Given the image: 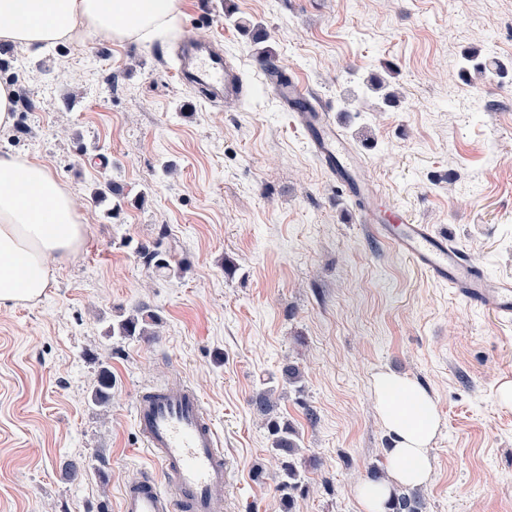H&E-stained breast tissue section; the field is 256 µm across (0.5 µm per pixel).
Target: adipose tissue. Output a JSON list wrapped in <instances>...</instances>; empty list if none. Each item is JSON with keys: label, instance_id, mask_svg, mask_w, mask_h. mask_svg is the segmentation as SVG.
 Wrapping results in <instances>:
<instances>
[{"label": "adipose tissue", "instance_id": "obj_1", "mask_svg": "<svg viewBox=\"0 0 512 512\" xmlns=\"http://www.w3.org/2000/svg\"><path fill=\"white\" fill-rule=\"evenodd\" d=\"M180 16V0H0V41L43 47L84 31L146 42L178 31ZM84 235L76 199L47 166L0 153L1 307L41 299L54 268L79 254ZM372 389L393 446L386 480L359 483L355 496L362 512H387L395 487L429 484L439 413L408 376L378 372Z\"/></svg>", "mask_w": 512, "mask_h": 512}]
</instances>
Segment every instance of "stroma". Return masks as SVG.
<instances>
[{"label":"stroma","instance_id":"obj_1","mask_svg":"<svg viewBox=\"0 0 512 512\" xmlns=\"http://www.w3.org/2000/svg\"><path fill=\"white\" fill-rule=\"evenodd\" d=\"M181 12L161 43L0 44V83L17 89L0 152L49 167L88 227L41 301L0 307V512H118L124 481L151 464L135 396L176 379L223 443L218 512H280V464L249 407L266 387L312 462L297 512H361L353 488L392 446L371 386L382 370L411 377L439 412L426 512H512V409L496 397L512 380V324L357 223L256 68L271 60L329 105L391 208L512 278V0H181ZM193 39L222 45L242 98L210 101L177 79L175 49ZM472 50L503 76L461 80ZM373 77L398 99L369 91ZM108 180L126 193L116 220L93 198ZM163 227L181 276L136 253ZM139 309L160 317L157 335L109 336ZM103 367L112 391L96 403Z\"/></svg>","mask_w":512,"mask_h":512}]
</instances>
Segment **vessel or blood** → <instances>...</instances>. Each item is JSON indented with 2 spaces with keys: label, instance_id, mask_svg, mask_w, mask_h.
I'll return each mask as SVG.
<instances>
[{
  "label": "vessel or blood",
  "instance_id": "obj_1",
  "mask_svg": "<svg viewBox=\"0 0 512 512\" xmlns=\"http://www.w3.org/2000/svg\"><path fill=\"white\" fill-rule=\"evenodd\" d=\"M177 75L209 97L240 95L244 82L217 43L187 41L178 55ZM312 151L346 194L363 201L359 223L391 244L432 281L504 323L512 322V279L491 277L453 244L447 233L388 213L381 194L357 173L360 157L337 129L328 107L316 103L298 113ZM133 416L154 470H140L122 485L119 512H215L224 501L227 463L221 439L192 385L171 382L138 394Z\"/></svg>",
  "mask_w": 512,
  "mask_h": 512
}]
</instances>
